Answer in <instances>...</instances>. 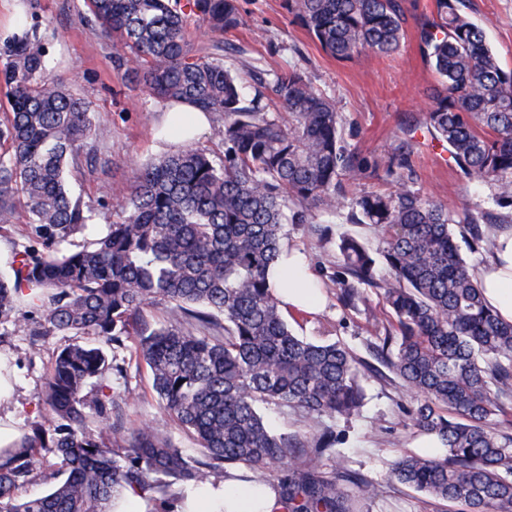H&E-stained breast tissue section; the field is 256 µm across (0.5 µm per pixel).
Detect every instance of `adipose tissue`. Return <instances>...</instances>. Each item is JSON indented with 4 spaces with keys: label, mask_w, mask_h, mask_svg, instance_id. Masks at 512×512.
I'll return each mask as SVG.
<instances>
[{
    "label": "adipose tissue",
    "mask_w": 512,
    "mask_h": 512,
    "mask_svg": "<svg viewBox=\"0 0 512 512\" xmlns=\"http://www.w3.org/2000/svg\"><path fill=\"white\" fill-rule=\"evenodd\" d=\"M159 111L165 112V127L169 139L191 142L209 127L204 112L192 104L170 105L162 102ZM476 282L501 319L512 322V227L501 230L495 237L491 258L474 272ZM280 505L273 493L253 495L241 490L236 497H226L224 489L205 486L190 494L181 512H279Z\"/></svg>",
    "instance_id": "adipose-tissue-1"
}]
</instances>
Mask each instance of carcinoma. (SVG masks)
Listing matches in <instances>:
<instances>
[{
  "instance_id": "cac0c4a2",
  "label": "carcinoma",
  "mask_w": 512,
  "mask_h": 512,
  "mask_svg": "<svg viewBox=\"0 0 512 512\" xmlns=\"http://www.w3.org/2000/svg\"><path fill=\"white\" fill-rule=\"evenodd\" d=\"M462 0H434L417 30L437 89L423 126L446 146L464 177L485 182L512 207V70L487 45ZM94 21L124 51L118 67L139 77L159 101H189L223 120L224 156L182 145L142 164L130 190L112 204L107 232L74 252L61 246L84 231L94 208L67 185L94 134L90 104L45 74L37 36L14 39L0 70L10 112L0 125V228L25 214L28 243L12 250L0 275V325L29 327L32 345L48 336H95L112 348L135 342L152 388L171 421L198 448L187 454L158 424L128 425L106 393L108 375L126 368L102 347L77 341L52 357L42 391L45 413L0 463V512H111L127 492L176 512L188 488L227 469L253 494L271 488L286 512H361L355 492L378 486L348 468L327 419L360 415L362 358L338 342L294 335L284 304L267 281L286 226L334 212L342 177L373 179L378 163L343 140L335 103L304 72L264 78L254 96L224 34L243 24L240 0H88ZM331 58L386 57L405 37L399 0H282ZM209 39L197 43L194 29ZM419 127L402 128L388 156L389 176L409 167ZM482 212L454 219L444 204L400 183L362 191L349 224H371L381 246L339 237L338 299L380 291L396 323L376 355L414 394L413 426L440 446L437 455L406 454L391 479L458 512H512V433L495 417L512 406V323L486 304L462 257L455 223L471 247L491 253ZM383 263L387 276L377 275ZM170 319L155 327L154 305ZM284 407L317 425L273 431L262 405ZM60 460L61 479L46 493L19 499L40 451Z\"/></svg>"
}]
</instances>
